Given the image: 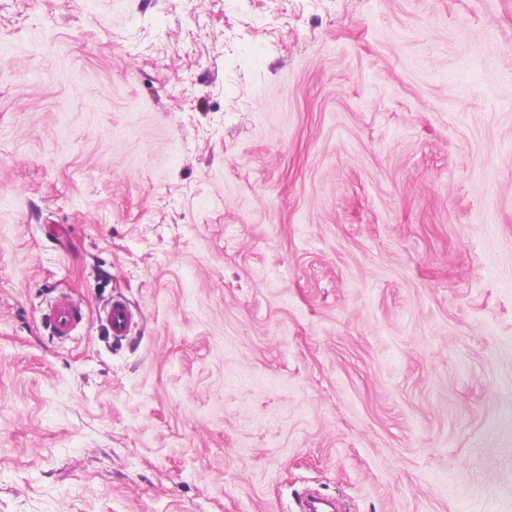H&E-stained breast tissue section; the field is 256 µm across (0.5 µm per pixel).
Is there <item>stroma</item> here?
Listing matches in <instances>:
<instances>
[{"mask_svg":"<svg viewBox=\"0 0 512 512\" xmlns=\"http://www.w3.org/2000/svg\"><path fill=\"white\" fill-rule=\"evenodd\" d=\"M308 490L512 512V0H0V512ZM83 319L81 304L68 295L58 297L51 305L48 317L49 329L55 336H69ZM102 319L116 340L126 337L132 330L134 317L128 306L121 300H113L104 310Z\"/></svg>","mask_w":512,"mask_h":512,"instance_id":"obj_1","label":"stroma"}]
</instances>
